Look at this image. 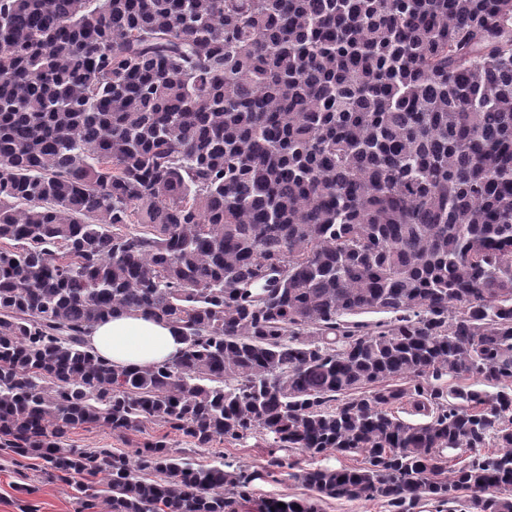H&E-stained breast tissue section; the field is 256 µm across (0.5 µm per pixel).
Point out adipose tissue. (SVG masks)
<instances>
[{"instance_id": "1", "label": "adipose tissue", "mask_w": 512, "mask_h": 512, "mask_svg": "<svg viewBox=\"0 0 512 512\" xmlns=\"http://www.w3.org/2000/svg\"><path fill=\"white\" fill-rule=\"evenodd\" d=\"M94 353L117 366L144 367L175 359L184 347L173 328L138 316L113 317L88 333Z\"/></svg>"}]
</instances>
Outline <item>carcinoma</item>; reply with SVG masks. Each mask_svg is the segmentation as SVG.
<instances>
[{"mask_svg": "<svg viewBox=\"0 0 512 512\" xmlns=\"http://www.w3.org/2000/svg\"><path fill=\"white\" fill-rule=\"evenodd\" d=\"M2 240L0 451L80 512L250 497L164 435L62 446L153 422L364 456L263 512H512V0H0ZM122 314L185 349L100 359ZM168 434L167 442L172 448H197L194 444L186 442L185 438L170 433L161 424H148L143 433L129 431L124 434L113 433L108 428L97 426H78L72 429L65 442L68 448H108L113 452H127L134 454L137 448L157 437ZM322 512H390L384 500L347 502L343 500L327 499L322 506Z\"/></svg>", "mask_w": 512, "mask_h": 512, "instance_id": "cac0c4a2", "label": "carcinoma"}]
</instances>
